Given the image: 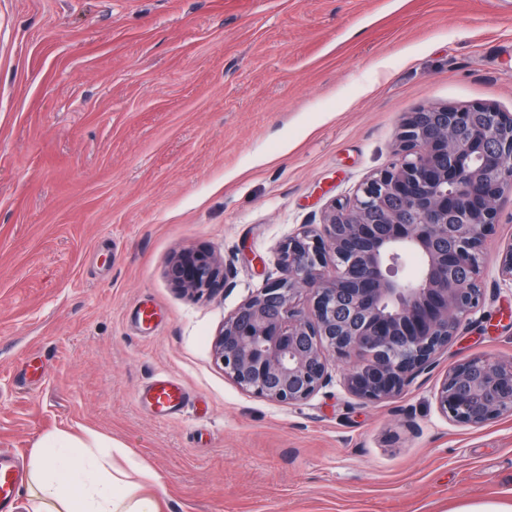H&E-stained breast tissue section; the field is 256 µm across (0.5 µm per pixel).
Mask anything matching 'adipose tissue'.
Segmentation results:
<instances>
[{"mask_svg": "<svg viewBox=\"0 0 512 512\" xmlns=\"http://www.w3.org/2000/svg\"><path fill=\"white\" fill-rule=\"evenodd\" d=\"M32 512H163L160 481L129 480L99 437L68 432L45 436L34 449L28 474Z\"/></svg>", "mask_w": 512, "mask_h": 512, "instance_id": "obj_1", "label": "adipose tissue"}]
</instances>
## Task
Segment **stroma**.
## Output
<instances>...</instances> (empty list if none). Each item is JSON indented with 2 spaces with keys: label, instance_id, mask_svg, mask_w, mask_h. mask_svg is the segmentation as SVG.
<instances>
[{
  "label": "stroma",
  "instance_id": "1",
  "mask_svg": "<svg viewBox=\"0 0 512 512\" xmlns=\"http://www.w3.org/2000/svg\"><path fill=\"white\" fill-rule=\"evenodd\" d=\"M474 102L512 113V0H0V448L24 468L49 433L97 435L165 512L512 503V416L463 427L434 400L458 360L512 357V194L482 306L398 396L362 403L333 365L288 406L212 354L281 245L396 161L408 113ZM187 248L219 289L172 287ZM160 376L191 397L168 420L138 397Z\"/></svg>",
  "mask_w": 512,
  "mask_h": 512
}]
</instances>
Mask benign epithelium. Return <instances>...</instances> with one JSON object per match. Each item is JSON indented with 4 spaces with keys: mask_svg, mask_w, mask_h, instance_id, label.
Segmentation results:
<instances>
[{
    "mask_svg": "<svg viewBox=\"0 0 512 512\" xmlns=\"http://www.w3.org/2000/svg\"><path fill=\"white\" fill-rule=\"evenodd\" d=\"M512 194V114L475 102L410 112L399 159L302 226L281 248L284 277L224 318L213 356L224 375L260 398L293 405L348 365L346 390L364 404L400 394L478 309L485 244ZM417 278L397 275L403 254ZM512 283V241L499 252ZM222 275L212 255L185 250L169 265L175 289L202 295ZM307 304L301 305V299ZM441 415L473 428L512 416V358L476 355L448 369Z\"/></svg>",
    "mask_w": 512,
    "mask_h": 512,
    "instance_id": "7a95c632",
    "label": "benign epithelium"
}]
</instances>
